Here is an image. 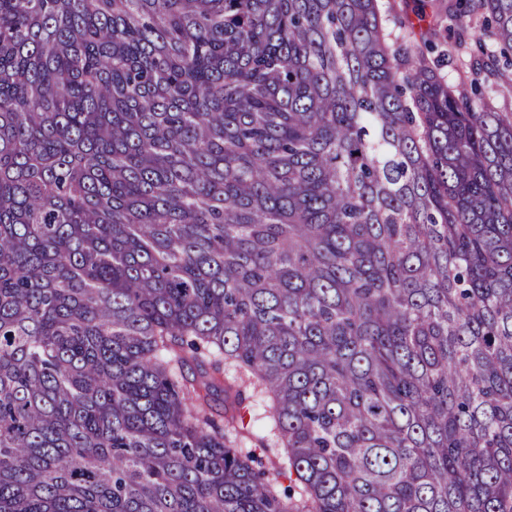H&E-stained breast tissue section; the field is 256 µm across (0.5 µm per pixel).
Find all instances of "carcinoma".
Returning a JSON list of instances; mask_svg holds the SVG:
<instances>
[{"label":"carcinoma","mask_w":512,"mask_h":512,"mask_svg":"<svg viewBox=\"0 0 512 512\" xmlns=\"http://www.w3.org/2000/svg\"><path fill=\"white\" fill-rule=\"evenodd\" d=\"M491 83L512 0H0V512H512ZM248 401L250 403L244 419L245 424H248V430L259 436L268 435V419H266L268 408L266 403L262 402L257 395L249 398Z\"/></svg>","instance_id":"obj_1"}]
</instances>
